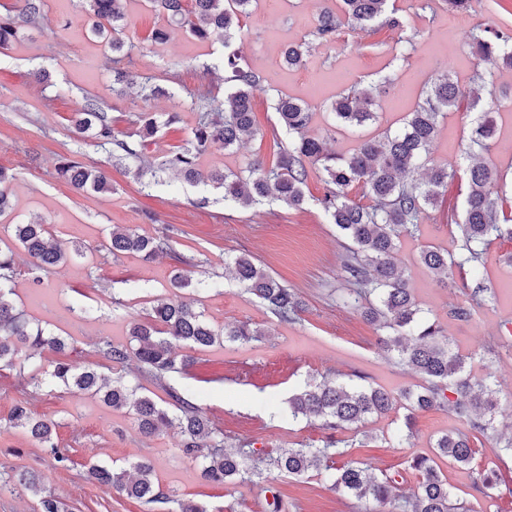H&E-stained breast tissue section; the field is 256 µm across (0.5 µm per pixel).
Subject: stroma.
Here are the masks:
<instances>
[{
    "label": "stroma",
    "instance_id": "35a3bbf8",
    "mask_svg": "<svg viewBox=\"0 0 512 512\" xmlns=\"http://www.w3.org/2000/svg\"><path fill=\"white\" fill-rule=\"evenodd\" d=\"M498 0H477L474 12L461 14L434 0V10L422 13L418 0H394L417 30L408 62L393 63L396 31L382 27L368 35L342 26L334 42L313 45L302 67L290 69L281 60L285 45L306 39L322 8L337 0H256L243 17L240 49L263 77L254 94L258 133L233 150H212L201 159L205 170H240L253 157L271 160L272 131L278 126L272 103L278 95L306 102L313 112L311 133L329 128V101L349 84L384 83L379 124L365 131L341 129L329 146L345 153L361 135L375 136L399 125L414 109L424 82L451 73L468 86L474 58L467 47L470 29L479 23L512 29V14L502 13ZM162 12L148 0H132L121 37L134 42L123 67L136 76L152 77L164 87L176 86L172 98L142 100L137 87L112 89L113 53L87 33L89 23L73 0H45L44 19L21 29L20 38L0 51V169L13 174L14 210L0 218V236L11 224L42 221L66 249L82 247L64 264L32 274L24 253H17L10 283L21 310L73 344L66 352L76 366L93 361V346L101 341L126 342L132 319H145L153 304L173 294L202 311L207 322L221 327L249 322L266 329V338L243 346H215L189 352V363L172 381L187 389L226 439H251L268 451L301 441L325 439L313 423L289 420V395L307 380L326 373L359 375L367 383L393 395L420 378L395 363L377 344V328L359 311L340 301L347 282L344 250L335 225L320 207L324 193L319 172H311L303 209L278 202L251 208L225 203L213 183L193 184L163 175L145 185L133 173L112 165V148L100 145L94 132L78 133L71 117L83 97L100 99L112 119L115 138H138L139 116L177 113L176 123L160 127L142 149L158 163L192 136L198 114L190 107L193 94L209 87L223 95L224 73L217 64L224 54L221 41L202 43L187 30L172 29L168 41L153 42L154 29L165 26ZM498 137L483 151L484 165L512 177V113L497 114ZM466 113L452 112L441 122L429 150V160L455 171L439 206L430 210L413 237L402 238L396 258L410 274V288L418 305L444 328L453 348L467 356L473 373L493 374L496 380L498 427L512 424V340L504 335L512 323V239L495 240L477 272L451 270L447 287H440L420 263L427 245L458 252L467 190V162L460 143L468 132ZM106 171L112 190L79 192L56 172L60 157ZM128 227L170 239L172 252L147 261L136 254L112 256L102 244L114 226ZM251 254L276 279L295 289L305 303L300 320L282 325L238 284L224 268L227 256ZM188 263L178 266L177 256ZM182 269L192 282L206 280L214 290L192 287L174 291L170 279ZM491 288L494 299L473 309L466 320L451 316L467 304L476 284ZM26 400L35 415L56 424L54 441L70 459L68 469L55 466L52 454L22 431L10 428L8 417L17 400ZM398 412L372 419L366 446L350 449L352 462L371 464L375 476L402 472L403 495L411 494L419 478L409 469L412 454L430 453L433 439L448 430L468 431L466 420L449 410L431 409L415 415V434L409 447L397 448L393 436ZM179 429L147 438L127 415L104 406L96 397L65 387L28 392L25 374L0 371V512H33L34 499L21 489L6 488L9 477L21 471L37 473L47 489L69 505L71 512H154L151 506L126 498L107 486L86 480L92 461L152 458L163 488L203 504L208 512H265L263 486L212 485L200 480L195 464L183 457ZM474 466L495 468L506 493L489 498L473 487V468L441 462L454 500L467 512H512V455L501 449L498 437L474 441ZM275 486L282 512H371L372 503L359 502L332 489L316 472L302 477H279Z\"/></svg>",
    "mask_w": 512,
    "mask_h": 512
}]
</instances>
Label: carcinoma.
Here are the masks:
<instances>
[{
	"label": "carcinoma",
	"mask_w": 512,
	"mask_h": 512,
	"mask_svg": "<svg viewBox=\"0 0 512 512\" xmlns=\"http://www.w3.org/2000/svg\"><path fill=\"white\" fill-rule=\"evenodd\" d=\"M81 11L92 21L91 33L111 39L112 51L131 53L133 44L116 37L124 27L126 0H77ZM186 9L183 0H153L172 25L186 28L200 42L214 36L224 37V100L208 91L192 101L200 112L193 136L178 152L157 165L142 158L143 143H129L112 138V123L99 102L86 97L76 112L77 130L97 128L96 137L115 145L113 164L128 159L138 162V177H156L159 172L174 170L184 180H210L224 189V201L249 208L263 200L284 203L300 209L306 203L304 187L309 172L316 169L325 184L319 204L346 241L343 270L349 288L342 295L345 305L363 310L367 320L382 331L379 342L384 351L400 365L413 369L424 381L415 389L402 393L408 413L404 427L397 431L396 444L401 447L413 436L414 412L448 408L464 417L474 434L487 436L496 432L498 401L491 376L475 375L467 369L466 357L452 351L448 337L439 323L429 320L416 304L409 288L406 271L397 264L395 255L402 236L419 230L428 210L438 206L454 173L445 165H429L426 155L441 119L452 111L472 113L465 152L475 158L474 149L486 150L495 140L497 124L492 113L500 102L480 105L481 91L486 90L484 72H512V30L476 26L469 34V47L477 60L470 85H459L450 75L428 79L422 100L407 114L401 127L387 130L381 137L361 140L347 154L330 152L322 136L309 135L312 112L302 100L279 96L273 104L278 124L288 133V142L274 139L276 152L271 161H249L244 171L205 172L200 158L218 145L226 150L257 134L253 119V94L262 86L261 74L245 63L235 48V33L241 18L249 14L254 0H191ZM43 15V0H16L13 9L0 14V48L8 47L17 36L19 20L36 22ZM345 17L353 28L370 32L383 24L399 33L392 61L404 62L414 50L416 32L409 21L390 9V0H341V14L322 12L312 39L332 42ZM309 45L291 44L282 51L283 62L290 68L304 64ZM379 102L368 91L354 84L333 99L329 111L335 123L363 127L377 122ZM61 175L77 190L105 192L111 184L99 168L66 161L59 167ZM503 176L479 163L468 168L467 193L462 224V244L455 254L428 247L421 251L420 262L440 283L448 279V269L472 270L483 260L488 246L495 240L512 238V226L500 223L505 194L493 187ZM355 191L363 204L349 197ZM13 241L31 258L34 271L45 270L68 261L70 254H83L76 247L68 252L54 241L48 225L33 222L13 225ZM104 248L117 256L137 253L150 260L171 249L169 240L147 236L129 228L110 233ZM233 278L253 296L280 324L300 320L303 302L292 288L274 278L247 254L225 259ZM15 271L13 250L0 241V282L8 281ZM12 290L0 286V367L16 366L23 351H28V384L40 390L62 385L76 393H92L114 410L131 415L139 432L158 436L179 428L184 440L179 451L197 462L202 477L211 483L233 484L268 480L274 474L300 477L313 469L326 482L358 501H369L385 512H462L453 502L448 484L436 468L435 458H450L468 465L473 460L471 438L462 432H444L433 444L434 455L415 454L408 460L409 469L419 476L418 489L408 497L396 493L398 481L392 476L379 479L366 463L352 462L341 466L337 459L348 449L363 443L369 435L361 431L369 419L392 411L397 400L381 387L361 383H343L324 376L308 384L288 400V418L317 420L331 432L320 444L298 443L276 454L254 447L250 441L232 444L208 414L192 402L186 390L168 382L173 373L181 372L186 360H178L177 349L203 350L216 344L246 345L262 341L267 333L249 323L211 326L203 314L179 296L153 306L144 321H133L125 344L106 341L96 352L114 365L133 361L139 376L164 387L168 400L158 402L140 393V383H131L119 374L106 378L88 366L77 368L58 359L48 365L36 355L51 350L62 354L64 340L31 322L11 299ZM10 425L50 449L55 461L68 468L69 458L56 452L53 443L55 423L31 414L23 402L14 405ZM353 434L348 435L346 431ZM87 478L108 485L118 493L146 504H156L162 512H207L198 502L164 490L158 482L153 461L140 457L125 463H92ZM474 485L485 495L500 486L492 467L473 471ZM16 484L37 497V512H64L62 502L47 491L40 477L32 472L15 475Z\"/></svg>",
	"instance_id": "cac0c4a2"
}]
</instances>
